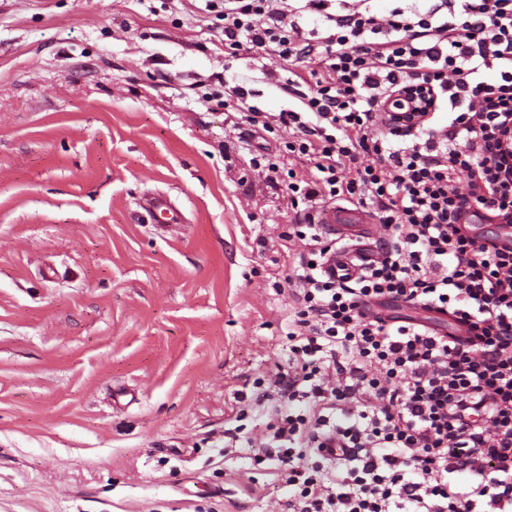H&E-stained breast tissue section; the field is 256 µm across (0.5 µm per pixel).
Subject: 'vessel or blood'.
Segmentation results:
<instances>
[{
  "instance_id": "b4317fda",
  "label": "vessel or blood",
  "mask_w": 512,
  "mask_h": 512,
  "mask_svg": "<svg viewBox=\"0 0 512 512\" xmlns=\"http://www.w3.org/2000/svg\"><path fill=\"white\" fill-rule=\"evenodd\" d=\"M318 222L324 234L341 244L326 264L328 271L344 269L356 275L379 259L381 249L374 242L376 231L369 211L335 204L320 212Z\"/></svg>"
}]
</instances>
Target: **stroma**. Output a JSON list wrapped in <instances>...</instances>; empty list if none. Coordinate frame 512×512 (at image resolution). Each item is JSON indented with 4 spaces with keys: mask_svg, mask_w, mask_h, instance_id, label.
I'll list each match as a JSON object with an SVG mask.
<instances>
[{
    "mask_svg": "<svg viewBox=\"0 0 512 512\" xmlns=\"http://www.w3.org/2000/svg\"><path fill=\"white\" fill-rule=\"evenodd\" d=\"M311 68L225 56L211 0H0V512H289L252 395L322 209L292 206L309 165L274 120Z\"/></svg>",
    "mask_w": 512,
    "mask_h": 512,
    "instance_id": "stroma-1",
    "label": "stroma"
}]
</instances>
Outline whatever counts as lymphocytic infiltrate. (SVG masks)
<instances>
[{"instance_id":"obj_1","label":"lymphocytic infiltrate","mask_w":512,"mask_h":512,"mask_svg":"<svg viewBox=\"0 0 512 512\" xmlns=\"http://www.w3.org/2000/svg\"><path fill=\"white\" fill-rule=\"evenodd\" d=\"M368 2L224 0L225 53L315 63L303 111L278 116L313 167L291 196L370 208L392 238L357 278L325 273L336 247L319 232L289 254L300 309L287 372L254 394L278 417L262 454L288 475L290 512H512V248L467 222L478 206L512 223V0H412L382 24ZM331 436L348 458L321 456Z\"/></svg>"}]
</instances>
